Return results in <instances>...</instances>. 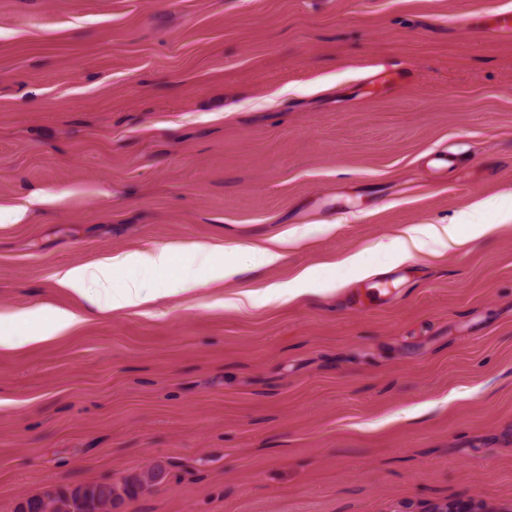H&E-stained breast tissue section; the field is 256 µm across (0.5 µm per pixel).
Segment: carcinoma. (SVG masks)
<instances>
[{"mask_svg": "<svg viewBox=\"0 0 512 512\" xmlns=\"http://www.w3.org/2000/svg\"><path fill=\"white\" fill-rule=\"evenodd\" d=\"M163 479L164 469L155 466L126 478L119 487L106 483L88 484L48 494L44 498H30L21 505L19 512H43L46 507L52 512H100L102 507L120 499L121 494L135 495L156 486Z\"/></svg>", "mask_w": 512, "mask_h": 512, "instance_id": "carcinoma-1", "label": "carcinoma"}]
</instances>
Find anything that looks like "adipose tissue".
<instances>
[{
  "label": "adipose tissue",
  "mask_w": 512,
  "mask_h": 512,
  "mask_svg": "<svg viewBox=\"0 0 512 512\" xmlns=\"http://www.w3.org/2000/svg\"><path fill=\"white\" fill-rule=\"evenodd\" d=\"M212 254V247L202 243L184 247L165 246L148 255L127 252L113 255L94 266L70 265L59 272L57 282L60 287L69 289L83 297L86 296L89 285H101L108 282L115 270L133 268L143 263L159 271L166 270L176 262L182 264L184 283L190 287L198 283V271L206 265L211 268V280L221 281L236 275L237 268L234 264L225 263L215 267L211 266Z\"/></svg>",
  "instance_id": "adipose-tissue-1"
}]
</instances>
